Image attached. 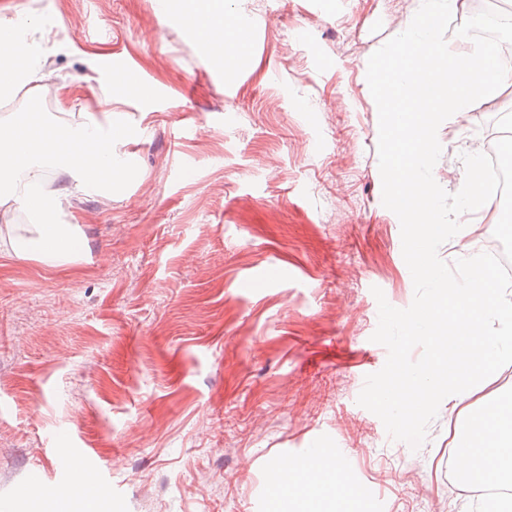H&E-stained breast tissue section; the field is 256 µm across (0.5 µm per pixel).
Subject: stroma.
<instances>
[{
    "label": "stroma",
    "instance_id": "35a3bbf8",
    "mask_svg": "<svg viewBox=\"0 0 512 512\" xmlns=\"http://www.w3.org/2000/svg\"><path fill=\"white\" fill-rule=\"evenodd\" d=\"M422 0H224L239 53L203 55L158 0H0L52 74L56 115L111 111L133 180L79 194L81 259L0 238V512L89 449L110 512H267L272 469L328 448L360 512H475L448 481L461 414L419 448L357 402L387 350L372 287H414L382 204L370 56ZM142 87L112 89L111 60ZM512 87L441 124L436 182L465 180Z\"/></svg>",
    "mask_w": 512,
    "mask_h": 512
}]
</instances>
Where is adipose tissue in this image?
<instances>
[{
    "label": "adipose tissue",
    "instance_id": "adipose-tissue-1",
    "mask_svg": "<svg viewBox=\"0 0 512 512\" xmlns=\"http://www.w3.org/2000/svg\"><path fill=\"white\" fill-rule=\"evenodd\" d=\"M216 0H196L182 20L194 30L200 47L216 51L223 25L214 19ZM50 74L13 24L0 19V99L12 98L26 86L39 87ZM129 135L111 113H85L76 124H55L42 114L20 112L0 119V207L25 211L30 221L7 227L15 259H35L56 267L78 259L76 226L61 221L70 193H99L130 179L117 162L116 146ZM66 173L71 191L43 189L47 170ZM456 472L466 486L491 483L512 486V392L502 394L471 415L456 445ZM272 479L284 487L269 512H284L285 501L306 504V512H355L359 496L347 483L334 453L321 451L289 470L273 469ZM24 512H99L95 489L83 479L45 498L26 494Z\"/></svg>",
    "mask_w": 512,
    "mask_h": 512
}]
</instances>
